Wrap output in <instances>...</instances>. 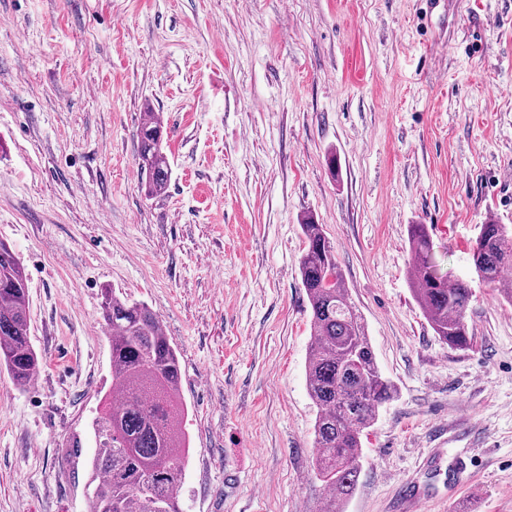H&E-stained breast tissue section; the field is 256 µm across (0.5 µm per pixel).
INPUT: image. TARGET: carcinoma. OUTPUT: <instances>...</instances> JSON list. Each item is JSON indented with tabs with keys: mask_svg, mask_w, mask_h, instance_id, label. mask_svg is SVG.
<instances>
[{
	"mask_svg": "<svg viewBox=\"0 0 512 512\" xmlns=\"http://www.w3.org/2000/svg\"><path fill=\"white\" fill-rule=\"evenodd\" d=\"M164 122L143 113L137 127L138 165L149 197L166 192L170 164ZM307 240L300 265L301 286L311 308L312 340L306 385L318 408L314 427L315 477L329 489L330 508L355 492L362 464L361 436L394 396L381 373L364 318L351 301L335 251L322 227L306 217ZM411 285L436 336L454 349L470 346L466 320L472 297L464 281L448 282L432 258L428 225L409 226ZM475 273L501 288L512 301V229L481 225L471 251ZM101 319L112 327V388L91 421L95 448L89 458L90 512H182L179 489L188 454L179 398L181 366L173 341L147 306L103 293ZM29 286L17 253L0 241V369L26 387L43 357L30 336Z\"/></svg>",
	"mask_w": 512,
	"mask_h": 512,
	"instance_id": "1",
	"label": "carcinoma"
}]
</instances>
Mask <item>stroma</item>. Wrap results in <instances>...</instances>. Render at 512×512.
I'll return each mask as SVG.
<instances>
[{"label": "stroma", "instance_id": "obj_1", "mask_svg": "<svg viewBox=\"0 0 512 512\" xmlns=\"http://www.w3.org/2000/svg\"><path fill=\"white\" fill-rule=\"evenodd\" d=\"M307 215L397 388L342 512H512V302L470 263L512 225V0H0V241L44 357L25 388L0 372V512H89L107 288L177 348L183 512H319ZM413 224L470 282L469 349L414 297ZM164 129L159 112H143L136 132L137 157L146 177L144 186L148 197L163 195L168 185L170 164L163 149Z\"/></svg>", "mask_w": 512, "mask_h": 512}]
</instances>
